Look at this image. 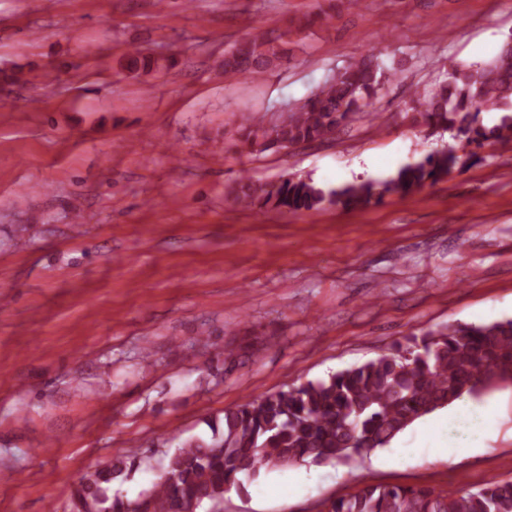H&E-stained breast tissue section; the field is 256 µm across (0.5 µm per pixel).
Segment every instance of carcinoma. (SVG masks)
<instances>
[{
  "mask_svg": "<svg viewBox=\"0 0 512 512\" xmlns=\"http://www.w3.org/2000/svg\"><path fill=\"white\" fill-rule=\"evenodd\" d=\"M306 22L293 20L276 38L254 36L224 54V80L257 79L284 59L275 45ZM384 71L364 55L336 72L303 103L267 124L240 118L238 132L255 151L331 139L381 89ZM415 120L454 129L468 144L512 140V35L501 53L480 66L456 65L429 90L414 92ZM500 112L499 123L476 124L480 112ZM465 165L453 149L427 153L379 181L324 189L310 179L277 181L242 178L227 198L246 209L311 211L325 206L363 208L387 196H408ZM512 319L483 325H448L406 336L390 352L331 374L326 379L250 398L224 411V429L208 440L182 441L166 462L150 495L128 500L112 484L128 471L116 458L85 473L73 493L83 512H185L177 490L211 504L213 512L228 488L245 476L301 464L348 461L358 448L387 446L422 417L467 396L479 398L512 384ZM324 512H512V480L488 481L476 491L448 495L425 485L366 482L353 495L329 500Z\"/></svg>",
  "mask_w": 512,
  "mask_h": 512,
  "instance_id": "carcinoma-1",
  "label": "carcinoma"
}]
</instances>
